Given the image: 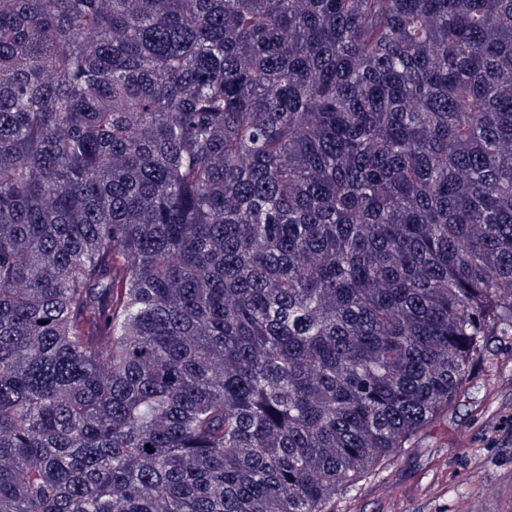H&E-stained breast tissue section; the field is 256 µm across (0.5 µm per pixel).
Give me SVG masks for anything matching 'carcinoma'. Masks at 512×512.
I'll use <instances>...</instances> for the list:
<instances>
[{
  "label": "carcinoma",
  "mask_w": 512,
  "mask_h": 512,
  "mask_svg": "<svg viewBox=\"0 0 512 512\" xmlns=\"http://www.w3.org/2000/svg\"><path fill=\"white\" fill-rule=\"evenodd\" d=\"M512 331V0H0V512H330Z\"/></svg>",
  "instance_id": "obj_1"
}]
</instances>
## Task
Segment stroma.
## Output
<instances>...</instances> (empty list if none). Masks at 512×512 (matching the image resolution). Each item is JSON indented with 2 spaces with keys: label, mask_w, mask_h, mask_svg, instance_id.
I'll use <instances>...</instances> for the list:
<instances>
[{
  "label": "stroma",
  "mask_w": 512,
  "mask_h": 512,
  "mask_svg": "<svg viewBox=\"0 0 512 512\" xmlns=\"http://www.w3.org/2000/svg\"><path fill=\"white\" fill-rule=\"evenodd\" d=\"M512 512V335L416 448L370 473L336 512Z\"/></svg>",
  "instance_id": "obj_1"
}]
</instances>
